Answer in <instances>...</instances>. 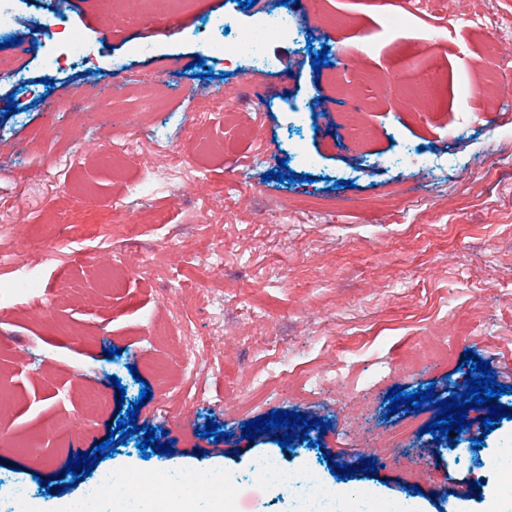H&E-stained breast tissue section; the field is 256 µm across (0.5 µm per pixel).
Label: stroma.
Here are the masks:
<instances>
[{"mask_svg": "<svg viewBox=\"0 0 512 512\" xmlns=\"http://www.w3.org/2000/svg\"><path fill=\"white\" fill-rule=\"evenodd\" d=\"M277 2L193 0L171 23L104 35L99 0H72L67 23L90 53L49 70L58 44L35 24L54 0H12L16 21L0 40H31L0 72V212L12 220L0 226V421L11 432L0 441V501L18 484L56 512L106 471L190 469L233 480V512H289L287 490L259 485L262 460L275 455L327 485L366 490L380 512L402 498L412 512H505L493 462L512 448V419L464 428L450 445L424 430L436 408L392 414L387 394L463 392L468 350L512 386V95L494 101L467 81L499 68L490 46L512 44V0H481L482 26L471 0H430L416 15L380 0H289L297 27L269 45L261 71L195 39L222 19L248 28ZM323 46L329 62L312 69ZM407 55L448 76L422 116ZM199 58L212 77L199 78ZM393 73L401 82L390 90ZM76 99L98 119L69 111ZM199 125L226 145L183 187L166 157L194 154ZM127 135L144 144V163L101 164ZM284 164L293 183L267 179ZM121 265L132 268L121 288L103 287V270ZM35 291L52 301L51 317L29 307ZM164 294L176 305L159 304ZM427 336L442 338L449 359L396 372ZM189 350L198 363L185 370ZM329 363L339 381L323 382ZM143 390L139 433L73 480L69 456L95 451L123 416L119 402ZM93 393L107 403L91 412ZM279 409L327 423L308 432L316 447H280L278 428L243 438L244 422ZM210 420L224 439L201 437ZM51 423L70 437L49 435ZM148 426L173 439V453L140 452ZM400 431L385 459L354 440ZM423 455L431 476L411 482L406 465ZM364 458L375 472L360 468ZM339 461L354 475L338 479ZM468 478L484 489L461 496Z\"/></svg>", "mask_w": 512, "mask_h": 512, "instance_id": "obj_1", "label": "stroma"}]
</instances>
